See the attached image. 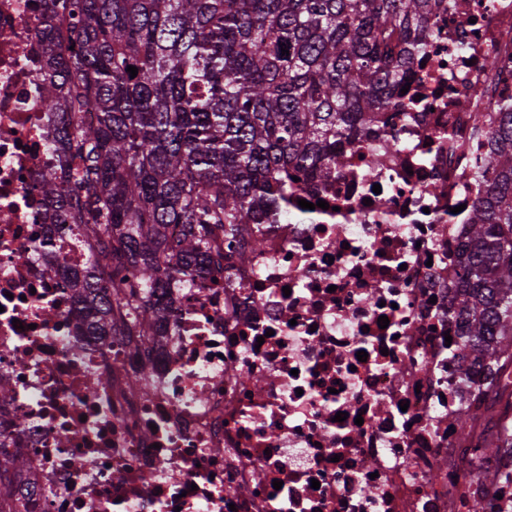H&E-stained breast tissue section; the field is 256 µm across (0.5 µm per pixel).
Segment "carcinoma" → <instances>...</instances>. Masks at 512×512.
Returning <instances> with one entry per match:
<instances>
[{"label": "carcinoma", "instance_id": "carcinoma-1", "mask_svg": "<svg viewBox=\"0 0 512 512\" xmlns=\"http://www.w3.org/2000/svg\"><path fill=\"white\" fill-rule=\"evenodd\" d=\"M43 104L74 186L42 176L47 220L86 251L67 287L98 334L146 349L155 291L192 288L263 249L293 177L321 184L343 148L401 106L448 0H38ZM289 53L281 54L280 44ZM138 69L130 77L128 66ZM97 114L86 123L81 113ZM487 185L454 286L458 371L490 376L455 418L474 481L512 484V107L490 123ZM243 245L224 251V240ZM112 275L111 282L103 274ZM0 452V486L24 477Z\"/></svg>", "mask_w": 512, "mask_h": 512}]
</instances>
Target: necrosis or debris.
Returning a JSON list of instances; mask_svg holds the SVG:
<instances>
[{
    "instance_id": "necrosis-or-debris-1",
    "label": "necrosis or debris",
    "mask_w": 512,
    "mask_h": 512,
    "mask_svg": "<svg viewBox=\"0 0 512 512\" xmlns=\"http://www.w3.org/2000/svg\"><path fill=\"white\" fill-rule=\"evenodd\" d=\"M36 14L33 0H0V446L26 458L31 484L14 502L469 512L480 498L512 512V485L466 477L453 425L486 372L458 374L446 344L461 333L453 286L486 179L470 116L512 103V0H451L407 107L365 130L329 181L297 183L264 249L223 285L169 289L146 352L94 335L46 263L38 183L69 170L53 148L58 117L41 107Z\"/></svg>"
}]
</instances>
